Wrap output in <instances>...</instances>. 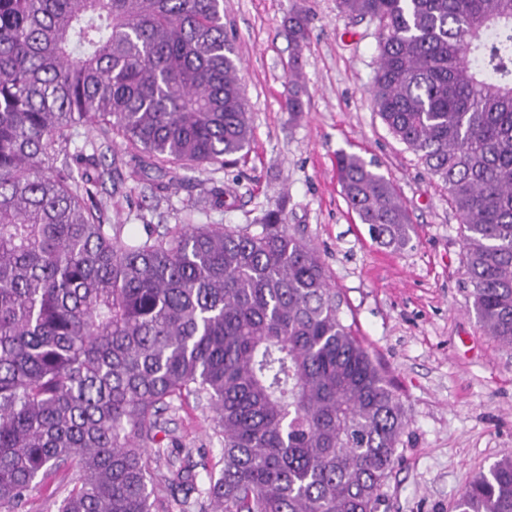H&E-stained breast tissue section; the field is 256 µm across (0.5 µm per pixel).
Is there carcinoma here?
I'll return each instance as SVG.
<instances>
[{
	"label": "carcinoma",
	"mask_w": 512,
	"mask_h": 512,
	"mask_svg": "<svg viewBox=\"0 0 512 512\" xmlns=\"http://www.w3.org/2000/svg\"><path fill=\"white\" fill-rule=\"evenodd\" d=\"M339 7L379 22L378 115L448 188L473 309L511 346L512 0ZM284 33L305 42L301 7ZM238 71L224 0H0V512L64 468L77 477L56 512L384 505L407 422L287 200L252 227L188 216L125 239L89 187L111 173L106 153L66 152L83 127L160 172L230 164L251 144ZM336 174L370 237L404 248L390 180L345 152ZM189 399L212 412L216 466L168 428ZM455 512H512V455Z\"/></svg>",
	"instance_id": "obj_1"
}]
</instances>
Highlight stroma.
I'll return each mask as SVG.
<instances>
[{
	"mask_svg": "<svg viewBox=\"0 0 512 512\" xmlns=\"http://www.w3.org/2000/svg\"><path fill=\"white\" fill-rule=\"evenodd\" d=\"M309 19L295 49L283 34L292 4ZM224 26L241 60L252 141L245 160L224 167L147 171L114 138L118 170L95 190L103 220L125 234L148 224L243 227L279 199L288 222L320 253L344 301V317L388 370L408 426L384 489L385 512H454L469 481L512 453V347L489 336L472 309L464 228L448 191L377 114L369 87L378 60L377 21L341 13L338 0H224ZM306 103L284 106L293 56ZM371 162L395 186L412 218V240L394 251L375 243L351 213L336 177L339 152ZM226 186L224 205H203ZM175 436L219 459L208 413L195 403L171 414Z\"/></svg>",
	"mask_w": 512,
	"mask_h": 512,
	"instance_id": "stroma-1",
	"label": "stroma"
}]
</instances>
